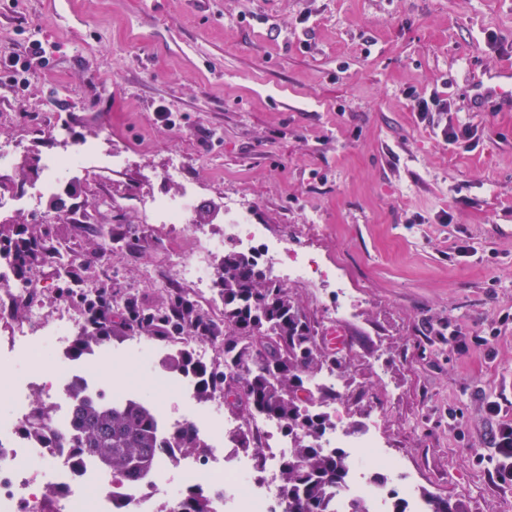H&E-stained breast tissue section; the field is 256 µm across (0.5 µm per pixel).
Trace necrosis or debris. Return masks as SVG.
<instances>
[{"label":"necrosis or debris","mask_w":512,"mask_h":512,"mask_svg":"<svg viewBox=\"0 0 512 512\" xmlns=\"http://www.w3.org/2000/svg\"><path fill=\"white\" fill-rule=\"evenodd\" d=\"M125 163L123 153L106 157L95 144L79 143L44 160L35 191L54 192L62 176L74 170L116 171ZM196 196V188L186 185L174 198L142 200L133 195L129 201L144 210L148 224L164 225L172 238L187 234L198 240L189 252L169 246L165 264L153 275L154 287L167 288L177 282L205 296L209 293L211 255L220 240L202 236L200 225L195 224ZM222 220L225 236L244 244L257 243L262 261L287 257L283 272L286 282L307 286L320 281L335 283V269L323 266L308 251L292 248L289 232L269 235L264 225L250 223L247 213L240 210H223ZM42 290V282L18 276L9 260L0 259V303L27 308L26 317L11 323L7 335L0 336V374L11 371L19 362L26 366L25 372L15 376L7 387H0V512H44V493L49 485L60 492L55 512H170L185 487L209 495L214 512H224L228 505L233 512H283L279 492L269 479L258 478L249 460L237 465L228 463L222 452L228 439L246 430L255 437L268 468H275L287 452L288 443L275 423L262 418L226 421L214 418L210 412L192 409L187 419L209 446V453L193 459L165 455L157 469L134 486L113 483L111 474L100 470L93 460H74L70 448L63 445L71 433L72 401L68 388L76 382L87 395H98V361L66 358L76 324L65 311L54 321H46L39 303ZM34 389L40 390L53 407L50 430L60 440V447H46L22 433L33 410L29 394ZM321 441L327 447L345 449L344 462L352 474L346 489L336 498L338 512H343L346 503L354 498L364 500L369 512H389L387 486L372 481L366 471L382 460L397 472L402 471L403 465L400 460L387 459L376 426L368 425L357 437L339 428L325 433ZM168 471L175 472L178 488L161 501L156 497V488L162 473Z\"/></svg>","instance_id":"4bbe7bcc"}]
</instances>
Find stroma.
Masks as SVG:
<instances>
[{"label": "stroma", "instance_id": "stroma-1", "mask_svg": "<svg viewBox=\"0 0 512 512\" xmlns=\"http://www.w3.org/2000/svg\"><path fill=\"white\" fill-rule=\"evenodd\" d=\"M34 39L48 62L26 87L0 67V145L19 160L55 153L47 129L61 116L70 142L129 161L76 174L66 211L47 197L8 223L48 225L80 258L93 234L69 213H95L134 248L97 268L94 287L155 306L165 232L125 196H174L185 181L204 210L241 197L252 223L293 227L294 246L350 289L353 311L336 321L338 289H291L322 337L344 339L346 423L377 421L417 492L512 512L495 467L512 425V109L476 92L512 68V0H0V53ZM433 92L452 110L426 125L408 97ZM451 118L475 128L474 148L443 141ZM174 153L178 183L161 176ZM462 239L470 257L454 252Z\"/></svg>", "mask_w": 512, "mask_h": 512}]
</instances>
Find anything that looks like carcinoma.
<instances>
[{
  "label": "carcinoma",
  "mask_w": 512,
  "mask_h": 512,
  "mask_svg": "<svg viewBox=\"0 0 512 512\" xmlns=\"http://www.w3.org/2000/svg\"><path fill=\"white\" fill-rule=\"evenodd\" d=\"M55 249L47 228L28 232L19 223L13 234L0 229V257L13 258L16 272L24 276ZM104 249L95 247L84 258L74 259L79 270L65 278L80 276L93 266V258ZM219 297L224 320L211 313L182 291L172 292L160 306H145L132 294L122 296L120 326L125 332L167 341L189 334L219 347L222 359L206 364L188 349L167 357L162 366L179 374L198 378L195 393L209 400L217 391L231 411L248 419L261 415L278 421L291 443L281 462L278 489L285 512H335L336 495L346 482L343 450L322 447L316 435L330 419L322 406L342 398L334 388L312 390V383L324 372L342 373L343 360L321 344L318 329L298 305L290 289L268 277L255 255L230 248L224 251L219 271ZM83 322L68 356H94L115 336L111 319L112 291L102 287L95 295L79 299ZM73 400L72 436L68 447L77 459L90 458L120 482L140 483L159 463L167 449L199 453L205 444L193 425L178 426L164 436L160 433L154 406L137 398L121 405L102 396L90 398L83 388L69 389ZM24 426L25 433L53 443L47 425L52 407L41 398ZM176 512H212L202 493L187 489Z\"/></svg>",
  "instance_id": "carcinoma-1"
}]
</instances>
